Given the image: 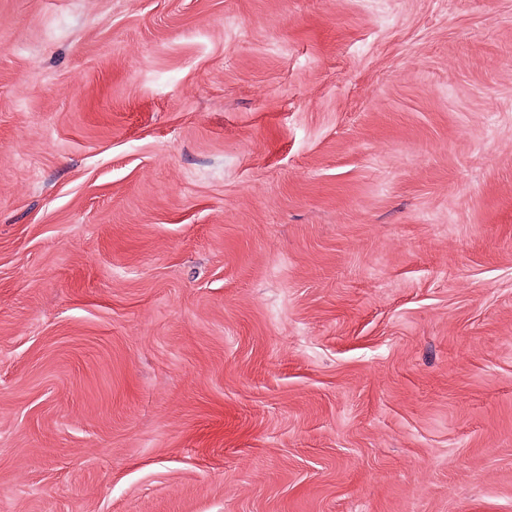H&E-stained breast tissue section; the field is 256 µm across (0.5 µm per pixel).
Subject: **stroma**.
Returning <instances> with one entry per match:
<instances>
[{"label":"stroma","instance_id":"obj_1","mask_svg":"<svg viewBox=\"0 0 512 512\" xmlns=\"http://www.w3.org/2000/svg\"><path fill=\"white\" fill-rule=\"evenodd\" d=\"M0 512H512V0H0Z\"/></svg>","mask_w":512,"mask_h":512}]
</instances>
